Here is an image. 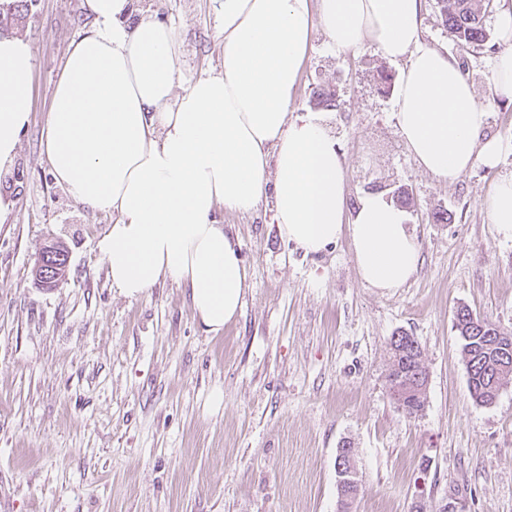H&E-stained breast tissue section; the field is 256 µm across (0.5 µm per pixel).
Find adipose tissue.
<instances>
[{
	"label": "adipose tissue",
	"mask_w": 512,
	"mask_h": 512,
	"mask_svg": "<svg viewBox=\"0 0 512 512\" xmlns=\"http://www.w3.org/2000/svg\"><path fill=\"white\" fill-rule=\"evenodd\" d=\"M224 15L219 70L180 87L179 36L151 16L124 19L131 0H84L90 25L73 42L55 86L46 155L75 201L115 215L99 239L113 288L135 298L166 277L186 287L206 331L241 310L248 274L217 207L254 211L271 197L281 237L308 254L343 234L361 280L385 293L421 263L402 209L383 195L349 210L344 161L325 120L290 116L315 33L337 53L371 43L401 64L397 126L418 166L448 181L501 162L482 138L487 114L458 62L430 45L423 0H217ZM504 42L490 81L512 97V0H502ZM28 40L0 36V171L30 121ZM490 223L512 238V176L484 198Z\"/></svg>",
	"instance_id": "ef3b65f1"
}]
</instances>
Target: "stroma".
<instances>
[{
    "label": "stroma",
    "mask_w": 512,
    "mask_h": 512,
    "mask_svg": "<svg viewBox=\"0 0 512 512\" xmlns=\"http://www.w3.org/2000/svg\"><path fill=\"white\" fill-rule=\"evenodd\" d=\"M138 15L174 23L181 85L219 67L223 18L213 0H136ZM459 48L437 0L427 41L457 59L503 141L496 169L475 165L441 183L403 144L399 67L373 46L337 55L315 34L292 114L322 111L343 153L350 204L380 193L404 207L421 264L396 293L360 279L349 236L318 255L281 238L271 199L249 214L217 209L248 273L244 305L206 332L187 292L160 279L129 298L111 285L98 240L112 214L73 201L50 171L45 137L55 84L88 25L83 0H33L14 30L32 46L33 107L0 173L15 206L0 222V512H337L336 450L350 443L361 486L352 512H411L417 498L456 512H512V385L491 405L470 395L455 329L458 308L512 333V239L483 199L512 174V101L488 81L501 45ZM449 221L436 223V212ZM69 254L56 288L31 269L49 242ZM416 336L427 403L408 416L387 385L389 343ZM222 403H214V393Z\"/></svg>",
    "instance_id": "obj_1"
}]
</instances>
